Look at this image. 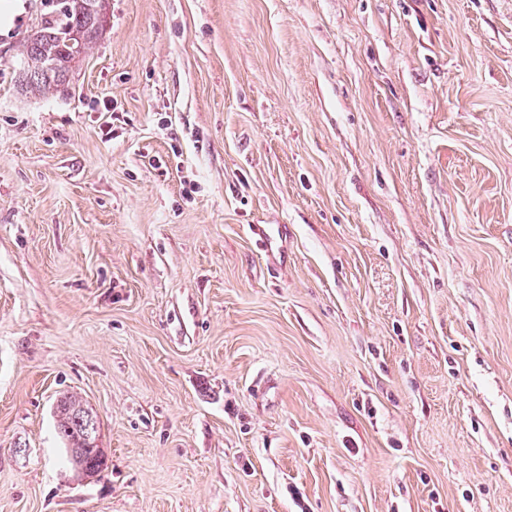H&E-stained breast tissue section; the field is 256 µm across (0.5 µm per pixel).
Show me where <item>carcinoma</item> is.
I'll list each match as a JSON object with an SVG mask.
<instances>
[{"instance_id":"1","label":"carcinoma","mask_w":512,"mask_h":512,"mask_svg":"<svg viewBox=\"0 0 512 512\" xmlns=\"http://www.w3.org/2000/svg\"><path fill=\"white\" fill-rule=\"evenodd\" d=\"M108 0H62L24 39L22 68L16 82L32 94L58 92L69 83L77 56H84L106 29ZM92 412L75 395L62 397L56 406L57 427L67 447L85 448L75 410Z\"/></svg>"}]
</instances>
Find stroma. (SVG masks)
I'll use <instances>...</instances> for the list:
<instances>
[{"mask_svg": "<svg viewBox=\"0 0 512 512\" xmlns=\"http://www.w3.org/2000/svg\"><path fill=\"white\" fill-rule=\"evenodd\" d=\"M25 3L0 512H512V0H109L45 96ZM83 410L91 413L94 417L93 410L85 406L82 401L75 395H67L62 397L56 406V421L59 433L66 442L67 448H84L89 450H97L95 448H86L88 443L84 436V432L80 429V424L77 421L75 410Z\"/></svg>", "mask_w": 512, "mask_h": 512, "instance_id": "obj_1", "label": "stroma"}]
</instances>
